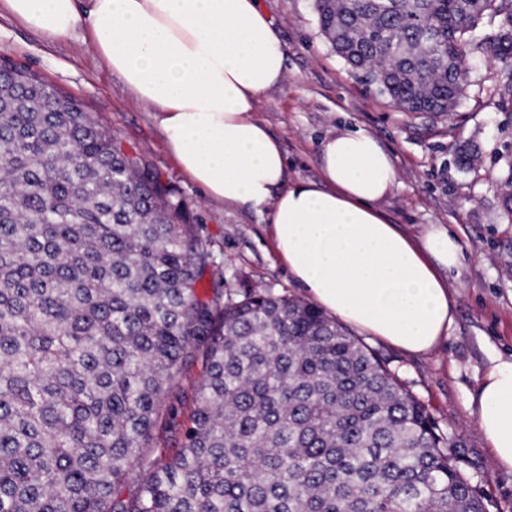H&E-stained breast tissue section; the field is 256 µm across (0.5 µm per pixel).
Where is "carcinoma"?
I'll use <instances>...</instances> for the list:
<instances>
[{"mask_svg":"<svg viewBox=\"0 0 512 512\" xmlns=\"http://www.w3.org/2000/svg\"><path fill=\"white\" fill-rule=\"evenodd\" d=\"M375 94L443 115L512 0H313ZM498 32L479 37L484 15ZM0 86V512H490L426 407L312 303L201 295L151 162L21 66ZM202 361L182 443L162 447Z\"/></svg>","mask_w":512,"mask_h":512,"instance_id":"1","label":"carcinoma"}]
</instances>
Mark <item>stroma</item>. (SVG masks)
<instances>
[{
    "label": "stroma",
    "mask_w": 512,
    "mask_h": 512,
    "mask_svg": "<svg viewBox=\"0 0 512 512\" xmlns=\"http://www.w3.org/2000/svg\"><path fill=\"white\" fill-rule=\"evenodd\" d=\"M285 53L282 83L258 99L256 115L279 140L289 180L319 179L322 141L344 130L374 135L390 154L397 184L382 211L409 236L440 224L460 240L466 259L448 286L455 324L427 355H409L369 336L366 344L426 406L440 429L465 450L459 467L512 512V472L495 467L465 404L493 357L512 358V213L500 183L512 157V114L504 112L507 78L482 51L467 57L468 87L450 114L401 112L366 87L319 33L312 0H260ZM37 73L93 112L125 146L136 148L183 201L192 223L214 242L215 265L205 287L241 296L250 290L305 298L278 259L265 219L210 202L179 168L165 136L140 103L88 46L48 42L9 14H0V59ZM472 152V166L458 157Z\"/></svg>",
    "instance_id": "35a3bbf8"
}]
</instances>
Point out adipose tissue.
<instances>
[{"label":"adipose tissue","mask_w":512,"mask_h":512,"mask_svg":"<svg viewBox=\"0 0 512 512\" xmlns=\"http://www.w3.org/2000/svg\"><path fill=\"white\" fill-rule=\"evenodd\" d=\"M0 0L53 41L81 38L137 100L205 196L267 214L288 272L326 314L404 352L428 354L455 323L447 275L464 253L431 227L412 239L379 202L397 174L362 130L327 138L321 178L289 182L258 99L284 76V50L259 0ZM465 410L495 465L512 472V360L495 359Z\"/></svg>","instance_id":"obj_1"}]
</instances>
